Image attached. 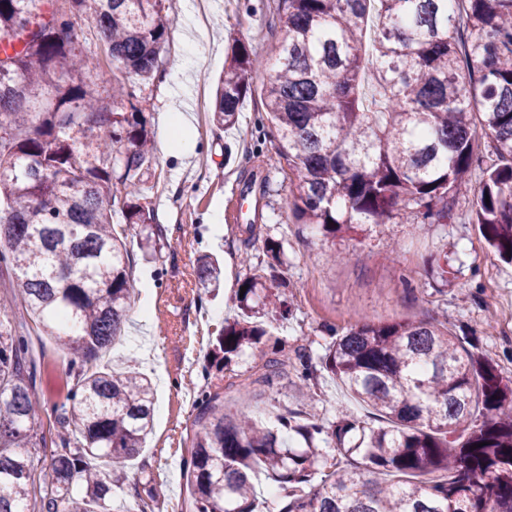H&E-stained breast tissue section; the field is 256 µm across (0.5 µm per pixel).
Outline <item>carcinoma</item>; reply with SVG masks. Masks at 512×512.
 Instances as JSON below:
<instances>
[{"instance_id":"obj_1","label":"carcinoma","mask_w":512,"mask_h":512,"mask_svg":"<svg viewBox=\"0 0 512 512\" xmlns=\"http://www.w3.org/2000/svg\"><path fill=\"white\" fill-rule=\"evenodd\" d=\"M284 36L263 88L279 155L298 192V224L327 236L385 224L398 206L446 224L476 163L471 202L495 256L512 262V0H274ZM87 16L107 58L144 79L159 67L171 28L162 0H0V512H26L32 444L42 409L36 364L10 313L21 307L70 356L76 382L51 406L75 427L59 437L40 494L43 512H112L127 461L153 427L154 393L139 372L97 361L118 336L131 300L127 228L161 233L145 204L152 159L144 112L104 104L108 69L65 34ZM256 60L230 45L213 120L236 123ZM488 138L476 153V129ZM119 211L123 224L112 223ZM249 268L235 293L241 318L224 321L209 367L230 387H270L310 357L286 345L257 377L236 383L235 358L260 348L267 323L292 312L283 242ZM203 287L221 270L198 259ZM325 369L388 422L370 427L336 408V422L297 414L269 425L224 413L221 388L201 390L184 459L192 512H257L255 483L285 493L279 512H512V379L463 348L436 320H360L329 336ZM299 440L302 448L292 442ZM484 446H479V443Z\"/></svg>"}]
</instances>
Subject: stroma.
Returning a JSON list of instances; mask_svg holds the SVG:
<instances>
[{
  "instance_id": "1",
  "label": "stroma",
  "mask_w": 512,
  "mask_h": 512,
  "mask_svg": "<svg viewBox=\"0 0 512 512\" xmlns=\"http://www.w3.org/2000/svg\"><path fill=\"white\" fill-rule=\"evenodd\" d=\"M186 0H163L171 39L163 55L168 62L151 81L112 68L144 112L152 136H160L169 112L174 77L184 61L190 39ZM208 28L213 40L200 50L196 68L180 99L194 129L188 135L191 156L154 150L144 176L154 221L163 236L156 256L144 260L137 245L138 226L128 232L134 263V291L122 337L102 364L131 366L147 375L155 388L156 414L152 433L141 454L131 460L129 480L114 493L116 505L143 512H190L183 458L191 446L192 421L203 383L222 384L220 373H206L212 332L238 314L237 281L247 263L265 258L263 240L244 245L239 213L265 225L271 237L283 240L284 274L294 293L293 314L274 325V336L286 339L289 350L310 354L314 378L308 391L284 376L273 387L247 395L224 393V411L251 413L268 420L285 411L304 412L333 422L336 406H357L342 384L321 363L328 328H345L358 318L392 322L432 319L447 322L463 346L497 364L512 378V263L491 254L470 222V197L456 203L445 224H422L411 209L400 208L386 224H368L355 234L324 236L312 224L294 223L288 201L296 180L282 169L278 142L260 128L265 112L261 91L275 60L282 32L271 0H209ZM248 46L258 68L252 94L235 126L212 121L214 94L232 38ZM249 195H242L244 186ZM216 256L223 280L218 291L202 288L197 271L200 255ZM447 258L446 280L435 274L439 258ZM13 319L22 324L35 360L58 359L57 369L36 385V395L53 400L66 381L63 354L54 340L38 331L22 309ZM154 477L164 485L162 498L149 500L143 483Z\"/></svg>"
}]
</instances>
